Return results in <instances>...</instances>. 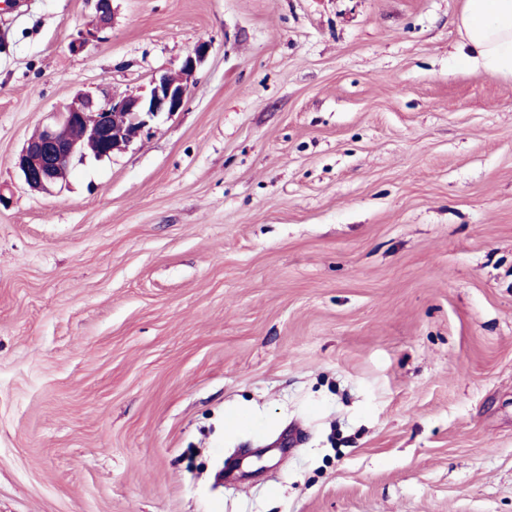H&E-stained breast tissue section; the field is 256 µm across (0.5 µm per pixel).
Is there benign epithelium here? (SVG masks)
Wrapping results in <instances>:
<instances>
[{
	"label": "benign epithelium",
	"mask_w": 512,
	"mask_h": 512,
	"mask_svg": "<svg viewBox=\"0 0 512 512\" xmlns=\"http://www.w3.org/2000/svg\"><path fill=\"white\" fill-rule=\"evenodd\" d=\"M210 45L198 43L186 56L180 74H156L148 94L114 95L107 92L95 98L79 94V102L66 106L57 119L39 129L14 157V168L32 191L49 192L67 183L74 159L92 155L98 160L129 149L152 129L162 114L172 116L183 111L190 82ZM69 123L83 127L84 136L74 141L61 136V127Z\"/></svg>",
	"instance_id": "1"
}]
</instances>
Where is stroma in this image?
Instances as JSON below:
<instances>
[{
  "mask_svg": "<svg viewBox=\"0 0 512 512\" xmlns=\"http://www.w3.org/2000/svg\"><path fill=\"white\" fill-rule=\"evenodd\" d=\"M461 9L0 0V512H512V79ZM200 41L182 112L23 183ZM209 48L207 42H199L186 56L176 77L155 74L146 95L102 92L95 98L77 94V105L61 109L56 121L42 125L38 135L29 138L14 157V168L24 184L32 191L50 192L67 183L74 159L83 160L88 154L97 160L111 158L147 135L161 114L172 116L182 112L190 82ZM66 123L71 125L63 126ZM75 125L83 127L81 140H70L83 135L82 128Z\"/></svg>",
  "mask_w": 512,
  "mask_h": 512,
  "instance_id": "1",
  "label": "stroma"
}]
</instances>
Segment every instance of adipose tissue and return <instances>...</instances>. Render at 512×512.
Instances as JSON below:
<instances>
[{"mask_svg":"<svg viewBox=\"0 0 512 512\" xmlns=\"http://www.w3.org/2000/svg\"><path fill=\"white\" fill-rule=\"evenodd\" d=\"M459 22L458 61L512 78V0H463Z\"/></svg>","mask_w":512,"mask_h":512,"instance_id":"obj_1","label":"adipose tissue"}]
</instances>
